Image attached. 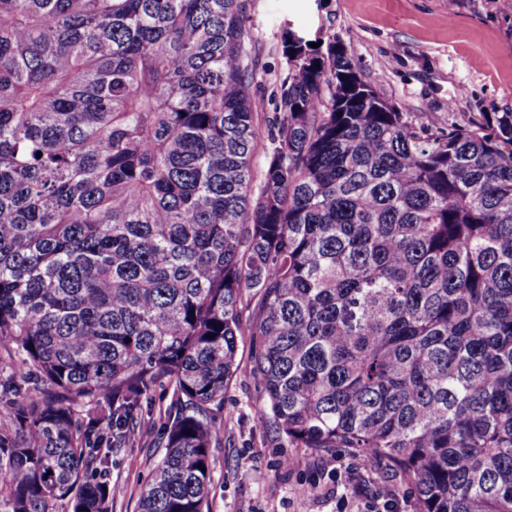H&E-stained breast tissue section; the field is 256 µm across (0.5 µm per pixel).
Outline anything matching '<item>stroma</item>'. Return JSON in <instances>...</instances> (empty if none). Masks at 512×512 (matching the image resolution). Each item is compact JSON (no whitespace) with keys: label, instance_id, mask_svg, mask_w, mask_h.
<instances>
[{"label":"stroma","instance_id":"obj_1","mask_svg":"<svg viewBox=\"0 0 512 512\" xmlns=\"http://www.w3.org/2000/svg\"><path fill=\"white\" fill-rule=\"evenodd\" d=\"M247 38V86L258 103L262 135L277 128L278 88L288 73L284 39L338 43L362 80L433 130L512 112V0H239ZM249 338L239 341L240 368L218 417L224 442L213 451L211 512H361L380 486L418 502L408 481L386 462L370 475L351 448L315 456L288 445L256 421L261 389L250 372ZM162 443L126 448L112 459L113 512H138L141 488ZM294 469H279L282 457Z\"/></svg>","mask_w":512,"mask_h":512}]
</instances>
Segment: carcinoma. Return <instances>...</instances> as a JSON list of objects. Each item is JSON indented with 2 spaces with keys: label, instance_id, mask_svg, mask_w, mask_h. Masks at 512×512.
<instances>
[{
  "label": "carcinoma",
  "instance_id": "1",
  "mask_svg": "<svg viewBox=\"0 0 512 512\" xmlns=\"http://www.w3.org/2000/svg\"><path fill=\"white\" fill-rule=\"evenodd\" d=\"M246 34L238 0H0V508L112 512L146 428L139 512H211L248 336L277 437L512 512V112L435 133L290 32L263 147ZM154 441L148 446L123 448L112 458V487L116 489L112 512H138L140 490L151 478L164 451L158 435Z\"/></svg>",
  "mask_w": 512,
  "mask_h": 512
}]
</instances>
